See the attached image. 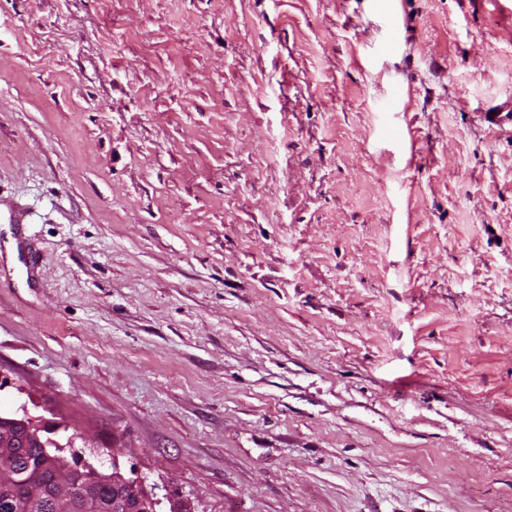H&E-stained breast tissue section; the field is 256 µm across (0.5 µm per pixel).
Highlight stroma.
<instances>
[{"label":"stroma","mask_w":512,"mask_h":512,"mask_svg":"<svg viewBox=\"0 0 512 512\" xmlns=\"http://www.w3.org/2000/svg\"><path fill=\"white\" fill-rule=\"evenodd\" d=\"M508 99L512 0H0V411L163 512H512Z\"/></svg>","instance_id":"stroma-1"}]
</instances>
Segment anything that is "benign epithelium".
<instances>
[{"instance_id": "7a95c632", "label": "benign epithelium", "mask_w": 512, "mask_h": 512, "mask_svg": "<svg viewBox=\"0 0 512 512\" xmlns=\"http://www.w3.org/2000/svg\"><path fill=\"white\" fill-rule=\"evenodd\" d=\"M44 431L26 414H0V512H160L143 477L70 460L62 452L74 437L63 445Z\"/></svg>"}]
</instances>
